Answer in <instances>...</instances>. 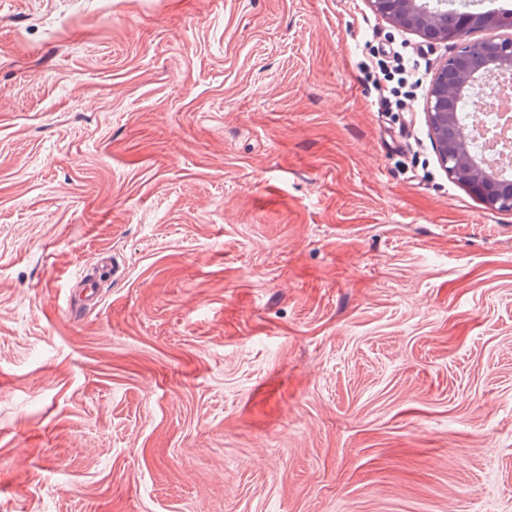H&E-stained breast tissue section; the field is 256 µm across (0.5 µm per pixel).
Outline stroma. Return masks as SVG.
Returning <instances> with one entry per match:
<instances>
[{"mask_svg":"<svg viewBox=\"0 0 512 512\" xmlns=\"http://www.w3.org/2000/svg\"><path fill=\"white\" fill-rule=\"evenodd\" d=\"M450 51L367 0H0V512H512V212L438 163Z\"/></svg>","mask_w":512,"mask_h":512,"instance_id":"35a3bbf8","label":"stroma"}]
</instances>
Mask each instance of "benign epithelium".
I'll list each match as a JSON object with an SVG mask.
<instances>
[{"label":"benign epithelium","instance_id":"1","mask_svg":"<svg viewBox=\"0 0 512 512\" xmlns=\"http://www.w3.org/2000/svg\"><path fill=\"white\" fill-rule=\"evenodd\" d=\"M373 12L395 27L417 33L453 49L439 67L427 94L426 118L436 155L443 170L491 209L512 211V180L493 171L487 161L469 148L460 127L458 105L479 89L484 97L496 98L489 82L495 72L512 74V12H469L463 20L454 17L448 0H368ZM487 32L471 40L472 30Z\"/></svg>","mask_w":512,"mask_h":512}]
</instances>
